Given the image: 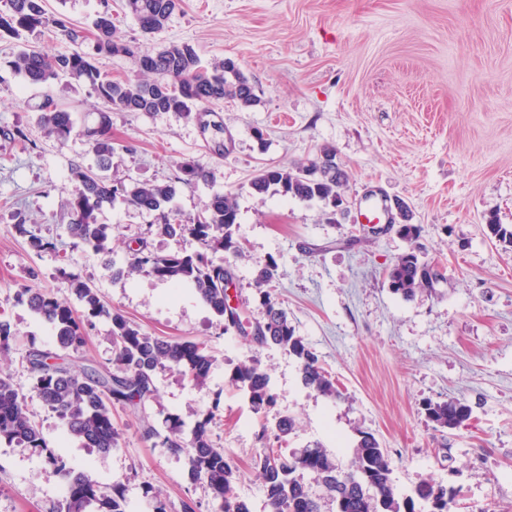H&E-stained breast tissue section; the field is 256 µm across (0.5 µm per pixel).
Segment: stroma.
<instances>
[{"mask_svg":"<svg viewBox=\"0 0 512 512\" xmlns=\"http://www.w3.org/2000/svg\"><path fill=\"white\" fill-rule=\"evenodd\" d=\"M155 43L189 44L203 62L229 58L251 80L259 105H209L199 119L172 112H116L115 151L104 174L164 183L182 163L212 175L180 188L182 217L203 212L212 192L232 194L242 259L231 296L244 323L262 319L255 302L259 264L275 258L276 294L298 336L336 379L332 400L301 381L299 363L276 346L254 348L205 306L192 289L146 274L113 278L102 254L74 247L64 203L81 184L74 165L96 157L85 132L104 104L78 83L56 85L75 101L68 141L49 137L35 109L44 88L28 85L12 63L24 48L72 50L46 30L0 32V316L17 336L0 373L28 397L49 447L99 492L124 491L127 512H153V496L180 512H215L207 485L192 480L185 457L147 436L166 415L193 425L216 409L213 438L239 468L237 494L261 508L263 482L254 466L261 426L292 416L297 428L283 454L320 445L349 468L360 432L388 448L399 496L420 479L459 489L457 512H512V247L490 239L488 218L512 224V0H180ZM22 129L19 149L6 136ZM330 146L349 177L344 203L251 191L264 165L306 162ZM404 203L419 242L435 266L433 288L413 300L392 291L387 271L408 250L396 228L371 235L358 214L366 198ZM112 229L111 260L144 239L158 253L193 254L191 236H148L156 213L115 201L98 216ZM46 245L34 249L30 236ZM72 274L98 288L109 308L144 331L205 343L212 365L204 386L179 371L156 372V401L144 410L114 406L121 429L108 455L68 440L43 405L23 356L29 346L54 349L50 326L16 300L24 285L76 304L64 280ZM257 360L270 377L274 405L261 412L230 381L233 367ZM81 365L112 364L109 324L94 320ZM464 400L465 425L447 433L427 421L426 401ZM62 476L31 448L0 442V512H57Z\"/></svg>","mask_w":512,"mask_h":512,"instance_id":"35a3bbf8","label":"stroma"}]
</instances>
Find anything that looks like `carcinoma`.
Instances as JSON below:
<instances>
[{"label": "carcinoma", "instance_id": "carcinoma-1", "mask_svg": "<svg viewBox=\"0 0 512 512\" xmlns=\"http://www.w3.org/2000/svg\"><path fill=\"white\" fill-rule=\"evenodd\" d=\"M178 0H126V7L136 20L142 35L151 39L161 31L174 12ZM46 28L70 42H89L88 49L48 54L26 48L13 61L14 72L30 85L47 89L38 106L39 121L60 143H65L74 129L70 104L54 97L49 89L63 78L84 85L89 95L107 104L98 113L96 127L87 131L92 150L103 161L114 152L112 118L121 112H176L190 118L204 107L231 99L242 109L256 106L260 99L249 78L231 59L202 62L194 47L169 43L144 47L115 36L112 6L103 0L102 11L92 21V32L79 30L62 13H50L45 0H3L0 30ZM130 55L137 59L142 77L114 80L98 67L102 57ZM72 175L82 189L67 200V229L74 245L89 247L102 254L111 253L112 232L97 221L98 212L107 204L122 199L137 209L156 212L159 222L149 226L157 235H189L203 246L192 255L156 254L146 242L127 246L126 266L119 276L144 273L175 285L190 284L200 301L224 319V330L237 331L250 345L278 346L300 363L303 385L332 399L341 397L336 381L319 363L317 355L303 338L295 334L288 312L275 294L279 267L270 259L258 269L254 280L255 298L263 309L262 321L247 331L239 312L229 305L228 284L233 282V261L242 256L233 237L238 224V207L233 195L212 193L201 215L181 220L172 217V204L179 186L210 181V173L190 162L180 166V176L169 183L131 180L127 183L98 175L77 165ZM347 174L336 164L332 149L324 146L319 156L307 163L273 165L259 169L249 183L257 194L272 192L299 201L318 200L336 208L342 201ZM403 224L398 233L410 243L388 270L393 292L410 300L430 286L423 276L428 262L420 257L417 240L421 228L409 223L405 207L398 206ZM487 229L496 241L512 246V226L490 222ZM224 252L215 261L210 254ZM69 288L81 303L82 313L65 300L39 289L24 288L18 301L26 304L56 331V350L31 348L26 354L33 378V390L43 404L64 424L67 434L86 448L107 454L118 445L121 432L112 420V406L143 405L156 396L154 374L159 369L179 370L190 382L200 385L212 361L208 347L191 340H172L145 333L140 326L117 310L108 308L97 289L69 277ZM91 318H103L111 324L113 365L116 371H98L75 364L57 362L59 353H77L86 344L84 324ZM231 381L244 391L251 407L260 412L275 403L270 379L251 359L239 363ZM425 413L435 429L443 432L460 428L471 417V408L459 398L429 402ZM216 414L209 411L184 433L179 418L165 420L166 433L154 427L148 435L160 439V446L185 455L193 480L205 482L218 512H255L235 491L238 467L212 439L211 426ZM296 429L295 419L284 416L273 429L261 427L258 440L264 451L255 459L264 483L262 512H321L320 497L312 486L324 488L336 501V512H454L457 492L452 487L423 479L404 498L400 508L393 468L387 450L374 434L361 432L347 470L341 469L326 449L304 448L285 457L275 445ZM24 444L46 454L48 462L58 467L65 480V507L61 512H125L124 491L115 487L112 495L98 492L96 486L65 467L61 458L46 445L38 425L31 419L26 396L7 376L0 375V440ZM308 472L313 483L304 482L300 473Z\"/></svg>", "mask_w": 512, "mask_h": 512}]
</instances>
